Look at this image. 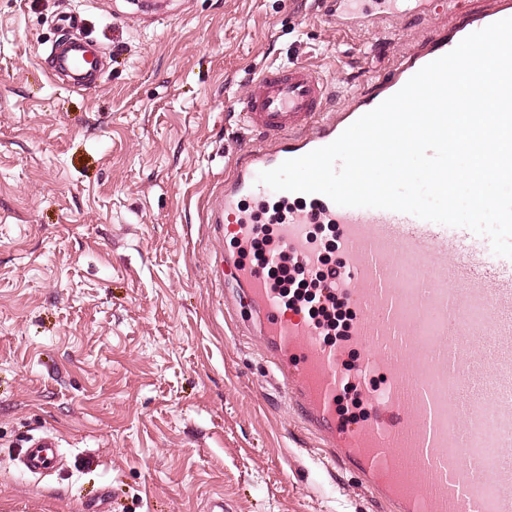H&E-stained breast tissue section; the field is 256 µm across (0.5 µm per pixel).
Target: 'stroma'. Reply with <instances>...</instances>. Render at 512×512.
Listing matches in <instances>:
<instances>
[{
	"label": "stroma",
	"instance_id": "obj_1",
	"mask_svg": "<svg viewBox=\"0 0 512 512\" xmlns=\"http://www.w3.org/2000/svg\"><path fill=\"white\" fill-rule=\"evenodd\" d=\"M0 0V512H388L301 427L249 305L216 277L207 200L255 144V72L304 62L327 106L437 25L340 34L319 0ZM103 57L50 79L53 46ZM55 434L59 465L18 457Z\"/></svg>",
	"mask_w": 512,
	"mask_h": 512
}]
</instances>
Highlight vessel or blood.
<instances>
[{
    "mask_svg": "<svg viewBox=\"0 0 512 512\" xmlns=\"http://www.w3.org/2000/svg\"><path fill=\"white\" fill-rule=\"evenodd\" d=\"M446 3L325 0L322 17L340 31H377L400 15L440 14ZM506 18L512 0H489L483 12L420 39L375 77L371 93L337 110L327 108V81L310 65L264 69L240 102L241 124L259 140L205 210L216 236L238 243L237 257L220 256L219 266L246 291L247 330L287 385L302 426L393 512H512V259L468 229L407 213L343 207L322 194L298 207L292 193L273 192L256 177L329 145L472 30ZM86 53L77 41L58 48L53 76L83 81ZM270 212L284 221L272 225L257 267L245 257ZM317 224L337 231L338 264H322ZM287 259L322 268L327 286L346 298L354 317L345 340L325 343L308 306L284 305L271 273ZM350 383L366 414L349 423L338 404ZM58 447L52 435L32 439L25 468L53 469ZM409 452L419 473L412 484L397 475Z\"/></svg>",
    "mask_w": 512,
    "mask_h": 512,
    "instance_id": "vessel-or-blood-1",
    "label": "vessel or blood"
}]
</instances>
